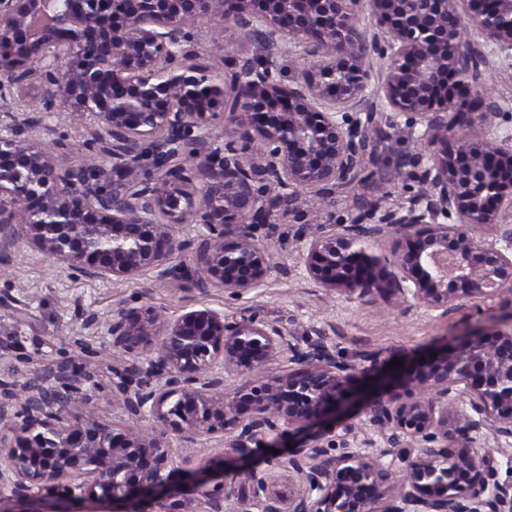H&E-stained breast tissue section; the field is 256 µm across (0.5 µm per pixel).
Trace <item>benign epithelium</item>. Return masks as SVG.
Listing matches in <instances>:
<instances>
[{
    "mask_svg": "<svg viewBox=\"0 0 512 512\" xmlns=\"http://www.w3.org/2000/svg\"><path fill=\"white\" fill-rule=\"evenodd\" d=\"M215 17L219 51V33H253L224 54L221 76L194 49ZM282 54L308 66L289 74ZM493 55L512 58V0H0V100L22 99L31 81L41 91L40 119L0 112V252L21 242L89 279L154 273L239 296L281 268L279 239L254 230L295 206L297 189L329 198L375 182L382 111L390 129L418 132L419 152L396 168L421 190L347 224L323 213L329 230L301 247L306 277L349 300L444 314L512 292V137H461L509 113L486 92ZM61 113L92 120L82 152L93 163L61 164L73 146L38 134ZM177 224L195 236L179 239ZM493 226L506 230L490 236ZM177 251L191 264L167 267ZM107 335L119 429L88 407L84 366L0 381V512L84 499L127 512H512L497 459L512 446V324L369 400L367 430L360 439L346 425L342 454L319 438L216 475L206 458L171 466L172 436L216 438L224 460L247 459L352 405L357 373L382 354L338 356L257 311L238 320L207 307L121 304ZM241 374L246 390L228 387ZM74 394L85 408L67 411ZM482 436L495 448L478 458Z\"/></svg>",
    "mask_w": 512,
    "mask_h": 512,
    "instance_id": "1",
    "label": "benign epithelium"
}]
</instances>
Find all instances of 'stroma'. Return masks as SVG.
<instances>
[{"label": "stroma", "mask_w": 512, "mask_h": 512, "mask_svg": "<svg viewBox=\"0 0 512 512\" xmlns=\"http://www.w3.org/2000/svg\"><path fill=\"white\" fill-rule=\"evenodd\" d=\"M405 184L404 178L395 177L383 197L364 188L357 193H336L328 202L316 190H298L297 209L280 216L274 226L281 238L282 269L272 272L260 288L236 299L220 288L161 281L151 275L88 280L28 248L0 253V379L37 382L50 365L85 362L86 350L107 347L106 323L113 307L124 302L153 304L172 315L203 307L223 311L230 318L257 311L272 321H288L300 336L314 327L323 329L328 343L345 354L383 351L385 361L400 360L405 372L443 344L457 345L472 333L507 323L512 318V296L506 294L461 302L444 315L411 301L397 305L379 299L333 298L306 277L299 239L319 233L316 212L329 209L339 224L360 196L382 207H394L410 196ZM90 369L93 379L85 388L95 394L92 408L105 423L123 424L122 411L112 405L110 366L95 362ZM365 418L362 404H354L336 416H323L275 445L257 449L249 462L262 463L273 451L302 446L311 435L331 426L358 424Z\"/></svg>", "instance_id": "stroma-1"}]
</instances>
